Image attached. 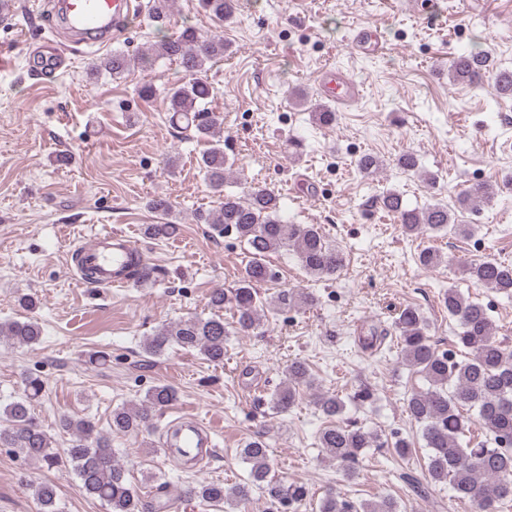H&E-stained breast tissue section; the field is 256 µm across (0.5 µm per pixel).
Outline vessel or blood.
I'll use <instances>...</instances> for the list:
<instances>
[{"mask_svg": "<svg viewBox=\"0 0 512 512\" xmlns=\"http://www.w3.org/2000/svg\"><path fill=\"white\" fill-rule=\"evenodd\" d=\"M53 10L60 16L70 35L86 44L104 45L118 38L129 18L139 14L138 0H53ZM65 56L52 41H45L34 67L53 73L63 67ZM318 84L325 99L335 106H347L360 97L359 84L344 70L329 66L318 74ZM137 254L131 238L122 232L103 230L94 236L92 247L83 251L86 266L95 271L98 288H121L126 279L120 272L130 254ZM212 427L194 417H179L167 447L189 451L199 457L212 445Z\"/></svg>", "mask_w": 512, "mask_h": 512, "instance_id": "obj_1", "label": "vessel or blood"}]
</instances>
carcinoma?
<instances>
[{
	"label": "carcinoma",
	"mask_w": 512,
	"mask_h": 512,
	"mask_svg": "<svg viewBox=\"0 0 512 512\" xmlns=\"http://www.w3.org/2000/svg\"><path fill=\"white\" fill-rule=\"evenodd\" d=\"M205 13L224 21L235 13V0H199ZM224 57V37L204 36L187 26L180 33L138 56L123 51L100 59L90 68L91 74L106 71L114 77L123 75L137 63L148 68L155 59L166 58L179 63L189 80L166 94L170 121L181 131L206 144L199 168L204 180L217 195L216 209L199 214L198 220L220 234L233 233L246 246L247 263L236 287L219 288L210 296V305L221 311L229 308L235 317V329L247 335L260 326L262 298L256 291L260 283L278 279L270 266L271 254L288 248L294 252L306 274L323 278L336 274L344 266V255L329 243L314 224H289L281 216L280 197L273 190L253 185L242 196L224 192L232 163L224 153V140L218 117L207 110V100L214 88L206 77L209 65ZM448 74L456 83L475 85L492 77L503 95H512V72L494 71L482 55L457 58ZM495 195L490 183L461 193L462 208L478 211ZM376 203L400 224L408 236L430 231L471 236L473 224L455 223L454 211L441 203L426 207H410L394 191L382 193ZM149 208L163 222L148 224L145 234L152 239L168 238L177 231L169 220L173 204L161 197L152 199ZM426 268L446 263L445 256L435 248H426L418 255ZM462 272L480 286L498 294L512 296V265L486 258L466 262ZM314 296L284 288L276 296L277 307L288 310L298 305H312ZM448 317L459 326L455 345L465 351L459 359L454 352H440L429 336L430 323L417 307H402L394 321V331L401 345V363L424 375L425 389L415 390L407 397L406 410L422 428V437L429 452L424 464L425 478L430 484H450L455 497L467 502L473 512H498L504 501L512 498V350L498 339L488 309L466 298L456 289H448L442 298ZM387 332L373 326L359 337L363 350L373 351L386 338ZM42 330L32 317L0 322V337L14 345L34 346L41 340ZM229 336L227 324L220 316L187 318L165 326L145 337L143 351L160 357L173 346L191 349L213 364L224 362V342ZM315 378L306 363L296 360L285 369L282 385L272 394V408L286 411L296 403L300 390L311 389ZM44 390L37 376L25 380L23 392L5 406H0V448H6L25 461L54 468L66 463L79 478L91 497L107 505L109 512H147L134 492L119 464L108 437L87 418H66L60 427L71 435L69 447L57 448L55 437L36 421L33 402ZM176 392L166 384L153 386L141 403L112 411L110 427L118 434L136 433L154 412L170 405ZM315 404L328 418L338 422L323 429L320 447L336 462L348 479L359 474L360 463L370 448H390L404 460L412 454V444L404 439L388 440L357 420L341 419L346 403L336 394L318 393ZM250 465L246 482L230 491L215 482L200 483L191 494L213 504L246 501L256 489L266 494V512H288L306 500L303 484H286L275 477L269 446L260 439H251L240 451ZM39 512H59L56 489L51 483L33 486ZM319 512H399L397 502L389 497L379 500H349L343 495L329 494L319 504Z\"/></svg>",
	"instance_id": "cac0c4a2"
}]
</instances>
